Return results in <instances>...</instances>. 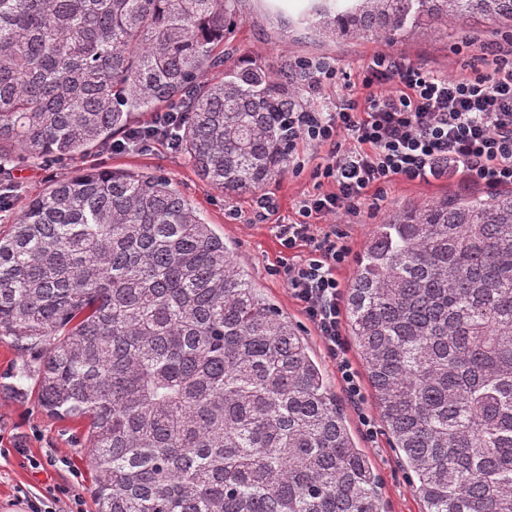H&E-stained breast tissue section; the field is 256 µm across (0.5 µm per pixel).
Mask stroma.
<instances>
[{
  "label": "stroma",
  "instance_id": "stroma-1",
  "mask_svg": "<svg viewBox=\"0 0 512 512\" xmlns=\"http://www.w3.org/2000/svg\"><path fill=\"white\" fill-rule=\"evenodd\" d=\"M307 0H238L239 21L228 39V47L238 54L254 56L258 63L276 70L282 63L301 59L324 60L352 71L375 53L395 54L417 63H428L443 71H453L457 59L453 44L465 38L495 39L504 33L500 22L477 18L448 32L416 30L394 40L384 36H364L347 40L315 38L298 23ZM145 172L170 178L175 189L197 210L200 218L222 234L241 262L251 282L305 336L315 354H322L312 324L291 297L281 276L274 270L286 252L268 220H252V196L229 197L203 180L186 155L157 142L148 148L123 152L90 150L71 159L48 161L17 160L0 174V226L8 227L28 200L56 181L69 178L77 167ZM310 171L282 172L263 189L276 207L274 220L288 221L297 202L312 191ZM483 186L458 180L431 182L401 181L387 188L383 199H370L353 216L338 219L343 241L352 254H359L375 224L392 211L420 206L445 197L479 196ZM32 352L0 341V512H29L28 499L40 497L45 486L76 489L87 512H94L92 471L84 451L82 427L67 420L47 416L38 399L37 380L29 374ZM336 403L343 410L353 437L374 463L380 477L383 512H423L424 504L413 490L407 470L385 431L367 435L359 423V413L377 416L370 386H363L362 407H355L337 382L334 366L326 368ZM32 455L39 468L24 464Z\"/></svg>",
  "mask_w": 512,
  "mask_h": 512
}]
</instances>
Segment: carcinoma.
Instances as JSON below:
<instances>
[{"mask_svg":"<svg viewBox=\"0 0 512 512\" xmlns=\"http://www.w3.org/2000/svg\"><path fill=\"white\" fill-rule=\"evenodd\" d=\"M236 0H0V170L106 148L179 101L230 197L288 165L301 75L220 51ZM512 0H308L325 36H403ZM224 77L205 81L211 69ZM345 318L425 512H512V190L375 225ZM85 424L96 512H381L380 478L304 337L163 176L52 184L0 235V340Z\"/></svg>","mask_w":512,"mask_h":512,"instance_id":"cac0c4a2","label":"carcinoma"}]
</instances>
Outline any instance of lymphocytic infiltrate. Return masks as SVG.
Masks as SVG:
<instances>
[{
  "label": "lymphocytic infiltrate",
  "instance_id": "f902f5d3",
  "mask_svg": "<svg viewBox=\"0 0 512 512\" xmlns=\"http://www.w3.org/2000/svg\"><path fill=\"white\" fill-rule=\"evenodd\" d=\"M459 73L378 53L364 63V95L350 73L324 61L298 62L302 97L282 122L293 173L312 168V192L275 226L289 256L278 269L313 324L350 401L361 404L359 375L343 332L340 271L351 252L322 221L357 214L370 191L397 181L443 177L495 190L512 188V36L468 39L451 48ZM336 88L328 105L325 88Z\"/></svg>",
  "mask_w": 512,
  "mask_h": 512
}]
</instances>
